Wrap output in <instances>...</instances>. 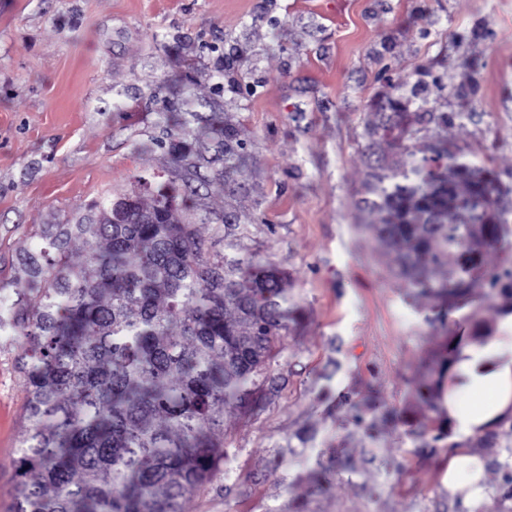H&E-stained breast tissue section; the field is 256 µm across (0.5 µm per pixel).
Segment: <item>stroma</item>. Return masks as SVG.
Returning a JSON list of instances; mask_svg holds the SVG:
<instances>
[{
  "instance_id": "1",
  "label": "stroma",
  "mask_w": 512,
  "mask_h": 512,
  "mask_svg": "<svg viewBox=\"0 0 512 512\" xmlns=\"http://www.w3.org/2000/svg\"><path fill=\"white\" fill-rule=\"evenodd\" d=\"M390 96L452 114L445 136L512 202V0H0V283L18 288L47 225L173 186L210 255L276 267L300 309L258 402L226 409L224 458L185 512L478 508L445 485L453 425L421 390H448L457 336L501 311L480 287L438 319L360 229L365 173L390 154L366 129ZM13 354L0 336V512L26 432ZM490 431L462 446L492 506L512 426Z\"/></svg>"
}]
</instances>
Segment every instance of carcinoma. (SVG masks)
I'll use <instances>...</instances> for the list:
<instances>
[{
	"mask_svg": "<svg viewBox=\"0 0 512 512\" xmlns=\"http://www.w3.org/2000/svg\"><path fill=\"white\" fill-rule=\"evenodd\" d=\"M386 108L366 134L393 141L398 160L368 175L364 229L412 295L451 306L512 235L494 210L499 185L446 138L417 148L448 113ZM124 199L97 204L96 223L48 226L40 254L20 259L27 288L0 304L26 384L13 512H183L224 458V407L260 392L288 328L272 270L207 256L176 205L166 224H113Z\"/></svg>",
	"mask_w": 512,
	"mask_h": 512,
	"instance_id": "carcinoma-1",
	"label": "carcinoma"
}]
</instances>
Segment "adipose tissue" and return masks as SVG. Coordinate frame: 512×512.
<instances>
[{
	"mask_svg": "<svg viewBox=\"0 0 512 512\" xmlns=\"http://www.w3.org/2000/svg\"><path fill=\"white\" fill-rule=\"evenodd\" d=\"M499 327L500 335L483 343L470 342L460 350L454 369L467 377L474 397L465 413L449 408L448 416L455 424V433H474L493 423L512 406V313L501 320ZM448 489L463 492L471 500L486 497L482 465L476 456L464 451L451 459Z\"/></svg>",
	"mask_w": 512,
	"mask_h": 512,
	"instance_id": "obj_1",
	"label": "adipose tissue"
}]
</instances>
